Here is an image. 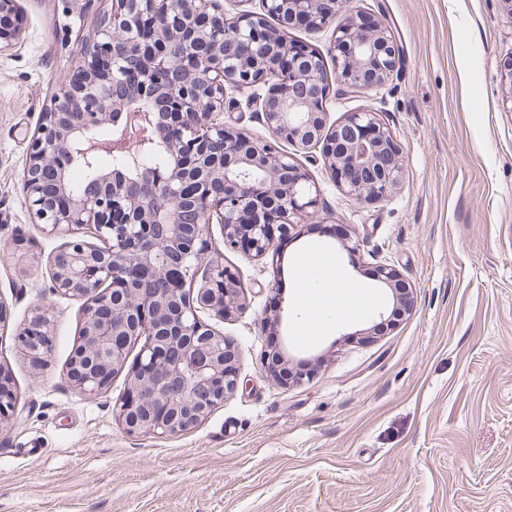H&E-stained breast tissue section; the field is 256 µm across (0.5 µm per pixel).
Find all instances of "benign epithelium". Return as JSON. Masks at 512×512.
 I'll return each mask as SVG.
<instances>
[{"label":"benign epithelium","mask_w":512,"mask_h":512,"mask_svg":"<svg viewBox=\"0 0 512 512\" xmlns=\"http://www.w3.org/2000/svg\"><path fill=\"white\" fill-rule=\"evenodd\" d=\"M260 11L227 17L223 0H112L80 65L46 104L25 169L28 210L60 237L88 229L51 256L53 291L83 301L68 377L84 392L126 372L116 416L129 434H181L201 423L239 384V356L201 314L238 310L234 273L212 255L209 227L224 249L277 261V239L308 223L319 192L276 144L319 151L346 195L377 203L397 188L403 160L390 126L372 109L329 123L326 63L288 39L303 23L320 30L349 12L332 43L336 81L347 93L382 88L399 62L388 29L345 0H261ZM280 28L269 26L268 19ZM17 0H0V46L17 41ZM134 55L137 70L125 66ZM265 87L248 105L271 135L259 140L224 120L237 109L228 89ZM160 150L164 166L143 162ZM95 169L81 190L75 156ZM125 167L102 168V156ZM375 279L396 299L376 327L408 314L410 286L391 264ZM47 318L18 334L37 363L48 350ZM138 346L134 360L129 350ZM17 396L0 369V422Z\"/></svg>","instance_id":"obj_1"}]
</instances>
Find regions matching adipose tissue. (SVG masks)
<instances>
[{
	"label": "adipose tissue",
	"mask_w": 512,
	"mask_h": 512,
	"mask_svg": "<svg viewBox=\"0 0 512 512\" xmlns=\"http://www.w3.org/2000/svg\"><path fill=\"white\" fill-rule=\"evenodd\" d=\"M295 274L303 289L302 316L298 321L301 331L318 329V319L325 312L333 310L343 317H355L371 303L369 295L338 276L325 255H318L308 265L297 268Z\"/></svg>",
	"instance_id": "1"
}]
</instances>
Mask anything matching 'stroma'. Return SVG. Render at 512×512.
I'll return each mask as SVG.
<instances>
[{
	"label": "stroma",
	"instance_id": "35a3bbf8",
	"mask_svg": "<svg viewBox=\"0 0 512 512\" xmlns=\"http://www.w3.org/2000/svg\"><path fill=\"white\" fill-rule=\"evenodd\" d=\"M401 49L389 82L342 94L329 60L332 28L289 39L327 56L331 121L370 107L401 147L404 175L385 200L343 195L321 160H295L320 191L313 224L342 238L289 235L278 264L216 248L241 307L214 326L239 354V387L198 426L174 437L131 435L114 402L124 374L95 395L66 375L82 303L54 294L49 258L62 240L25 204L24 169L40 114L82 54L96 12L61 0H18L24 29L0 49V366L16 414L0 424V512H512V9L505 0H351ZM356 242L348 252L345 240ZM329 255L342 278L371 293V311L328 317L311 339L279 332L291 372L274 380L262 322L279 288L299 295V256ZM389 263L411 285L412 310L373 331L391 292ZM51 347L33 366L16 336L36 315Z\"/></svg>",
	"mask_w": 512,
	"mask_h": 512
}]
</instances>
